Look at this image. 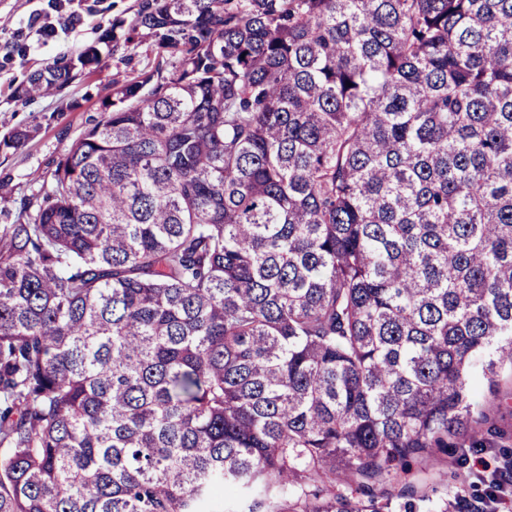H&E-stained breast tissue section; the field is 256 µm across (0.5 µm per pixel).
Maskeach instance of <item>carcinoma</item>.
<instances>
[{
    "label": "carcinoma",
    "mask_w": 512,
    "mask_h": 512,
    "mask_svg": "<svg viewBox=\"0 0 512 512\" xmlns=\"http://www.w3.org/2000/svg\"><path fill=\"white\" fill-rule=\"evenodd\" d=\"M146 40L0 226V512H416L512 368V0H137L19 97Z\"/></svg>",
    "instance_id": "1"
}]
</instances>
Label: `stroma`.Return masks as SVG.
<instances>
[{
    "instance_id": "35a3bbf8",
    "label": "stroma",
    "mask_w": 512,
    "mask_h": 512,
    "mask_svg": "<svg viewBox=\"0 0 512 512\" xmlns=\"http://www.w3.org/2000/svg\"><path fill=\"white\" fill-rule=\"evenodd\" d=\"M136 0H68L55 11L48 0H0V138L15 128L29 127L33 137L18 152L0 154V225L14 221L16 198L35 190V178L46 175L60 154L98 119L109 96L112 79L151 66L155 53L149 44L132 49V64L108 58L100 73H82L67 87L30 101L15 91L34 70L53 66L64 55L95 44L113 22L129 17ZM47 15L55 34H39L34 19ZM478 401L489 419L480 428L478 448H452L431 466L414 464L412 474L423 486L436 488L448 499V512H458L466 497L490 512H512V494H492L488 481L504 459L512 458V371L502 370L495 384L477 382Z\"/></svg>"
}]
</instances>
